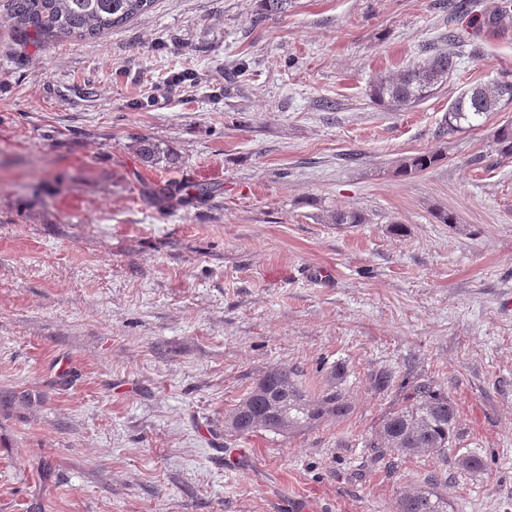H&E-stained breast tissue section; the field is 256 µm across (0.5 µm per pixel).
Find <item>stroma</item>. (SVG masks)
<instances>
[{
	"label": "stroma",
	"mask_w": 512,
	"mask_h": 512,
	"mask_svg": "<svg viewBox=\"0 0 512 512\" xmlns=\"http://www.w3.org/2000/svg\"><path fill=\"white\" fill-rule=\"evenodd\" d=\"M455 3L292 0L258 22L256 0H155L43 43L0 0V391L37 396L0 405V512H397L430 484L448 512H512V157L493 141L512 108L439 134L462 89L512 75V10ZM451 28L438 94L371 102ZM141 137L175 161L144 163ZM417 152L441 159L398 175ZM197 183L214 194L185 203ZM339 208L364 223H328ZM274 365L349 414L228 435ZM421 377L485 470L370 447Z\"/></svg>",
	"instance_id": "35a3bbf8"
}]
</instances>
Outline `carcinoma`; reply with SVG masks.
<instances>
[{
    "label": "carcinoma",
    "instance_id": "1",
    "mask_svg": "<svg viewBox=\"0 0 512 512\" xmlns=\"http://www.w3.org/2000/svg\"><path fill=\"white\" fill-rule=\"evenodd\" d=\"M154 0H7L13 26L37 39H95L148 11ZM456 55L439 46H431L423 58L389 75H381L369 86L372 102L387 111L416 105L440 91L456 72ZM512 107V78L506 76L469 85L450 103L442 131L450 135L491 112ZM498 154L512 157V126H501L495 138ZM136 151L143 161L155 163L165 154L159 145L142 138ZM439 155L418 152L400 160L398 174L410 176L430 169ZM330 224H362L363 216L354 211L336 209L327 215ZM294 369L269 368L243 398L247 412L233 409L225 428L237 435L259 430L286 436L322 421L348 415L350 405L345 393L335 386L309 393ZM457 407L448 391L431 378L418 380L406 402L389 412L370 439L373 448H387L402 455L432 453L448 456L456 446ZM455 464L466 471L483 470L481 456L463 453ZM398 512H448V498L434 487L403 495Z\"/></svg>",
    "mask_w": 512,
    "mask_h": 512
}]
</instances>
